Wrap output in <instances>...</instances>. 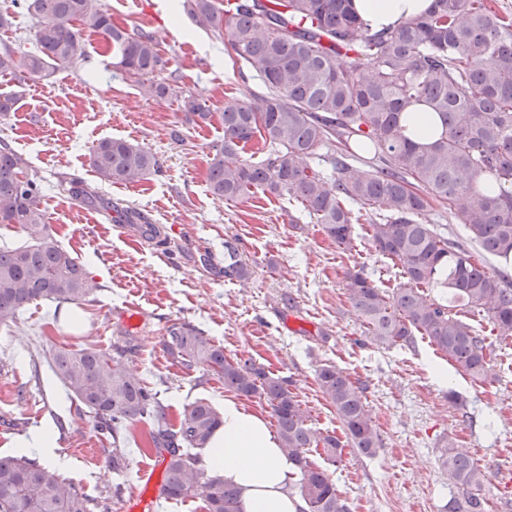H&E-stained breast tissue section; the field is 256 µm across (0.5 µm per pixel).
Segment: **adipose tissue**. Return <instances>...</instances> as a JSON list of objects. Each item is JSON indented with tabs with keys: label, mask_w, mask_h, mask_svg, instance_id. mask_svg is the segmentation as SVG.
Listing matches in <instances>:
<instances>
[{
	"label": "adipose tissue",
	"mask_w": 512,
	"mask_h": 512,
	"mask_svg": "<svg viewBox=\"0 0 512 512\" xmlns=\"http://www.w3.org/2000/svg\"><path fill=\"white\" fill-rule=\"evenodd\" d=\"M432 0H353L364 26L377 31L425 13ZM223 426L211 437L208 464L241 492L242 512H304L300 494L290 490L291 467L260 413L225 399Z\"/></svg>",
	"instance_id": "obj_1"
}]
</instances>
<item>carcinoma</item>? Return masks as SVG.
Returning <instances> with one entry per match:
<instances>
[{"mask_svg":"<svg viewBox=\"0 0 512 512\" xmlns=\"http://www.w3.org/2000/svg\"><path fill=\"white\" fill-rule=\"evenodd\" d=\"M11 4L13 11H0V30L12 29L22 13L32 21L36 45L29 51L17 37L0 41V73L18 85L85 60L84 28L112 44L115 67L146 79L142 86L150 97L168 96L170 86L161 77L165 61L153 38L115 25L99 0ZM182 8L217 31L267 89L254 100L229 102L220 113L224 142L209 162L212 195L232 201L260 192L294 199L331 242L346 248L360 219L354 208L365 210L372 246L399 264L403 277L398 287L384 291L361 270L348 276L349 300L373 341L410 346L419 335L457 371L475 381L487 379L488 338L462 316L482 315L499 337H512V287L417 216L431 199L446 203L482 252L512 255V191L481 189L484 179L501 187L512 184V19L496 12L490 0H433L424 14L378 31L358 21L352 0H182ZM417 105L430 108L442 122L430 145L411 142L400 124L402 112ZM182 108L203 123L213 117L206 100L191 93L182 98ZM256 137L267 148L265 157L239 158ZM351 139L369 142L380 166H356L338 151L324 159L331 173L310 165L317 149L345 146ZM91 166L109 184L139 183L160 169L152 152L122 138L99 141ZM70 191L86 206L99 203L80 182L70 183ZM41 198V179L29 173L21 154L0 142V225L12 224L30 239L0 246V325L16 322L30 303L80 305L95 290L80 261L48 233ZM224 277H248L235 239L224 241ZM439 285L451 290L464 311L455 312L426 292ZM164 345L186 368L211 372L225 390L266 401L307 512H350L327 471L309 459L316 451L334 465L346 446L367 456L378 448L363 392L343 370L325 365L317 382L336 410L344 443L307 424L287 380L268 375L249 359H229L191 323H171ZM126 352L118 345L112 354L67 347L51 354L71 398L112 438V470L126 468L121 431L129 422L144 421L152 444L169 455L165 499L199 498L205 512H241L239 490L192 453L204 449L221 426V411L199 399L171 424L156 394L128 370ZM438 461L453 487L446 512H489L485 464L452 439L440 449ZM0 512L90 509L53 468L10 455L0 457Z\"/></svg>","mask_w":512,"mask_h":512,"instance_id":"carcinoma-1","label":"carcinoma"}]
</instances>
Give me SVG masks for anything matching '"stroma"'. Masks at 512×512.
<instances>
[{
  "label": "stroma",
  "mask_w": 512,
  "mask_h": 512,
  "mask_svg": "<svg viewBox=\"0 0 512 512\" xmlns=\"http://www.w3.org/2000/svg\"><path fill=\"white\" fill-rule=\"evenodd\" d=\"M100 2L117 26L152 35L173 77L171 93L164 100L146 95L136 78L114 67L112 45L87 29L85 61L22 86L0 76L1 91H23L17 110L0 117V141L42 179L53 238L84 263L97 285L86 304H33L15 324L0 326V456L15 454L20 438L50 425L56 452L67 462L60 475L93 512L114 504L115 487L141 490L138 472L151 460L139 449L146 424L130 425L128 470L115 474L108 464L111 438L75 401L58 404L65 387L47 358L62 346L109 353L127 343L128 368L157 392L171 419L201 398L223 407V382L203 367L184 368L164 347L167 326L181 320L223 346L226 356L252 359L290 380L316 430L341 429L319 389V368L336 365L363 388L379 446L370 457L344 448L341 463L327 467L351 512H444L451 488L438 455L449 437L490 466V512H506L504 503L512 498L505 491L512 480V339L490 335L486 381L452 370L444 385L431 369L443 357L427 340L376 345L350 303L346 274L364 270L387 290L401 274L375 252L366 225H356L351 248L343 250L296 201L259 193L227 201L208 190L209 162L224 129L216 118L208 124L188 120L181 99L201 96L216 114L230 101L263 92L262 82L212 29L184 13L171 19L163 0ZM107 137L151 151L159 172L137 184L98 181L90 151ZM74 180L97 192L98 208L71 197ZM125 209L147 214L170 238V258L137 243L135 225L116 230L117 213ZM230 238L238 241L248 280L224 277ZM131 303L145 313L135 326L120 318ZM452 390L459 403H449Z\"/></svg>",
  "instance_id": "stroma-1"
}]
</instances>
